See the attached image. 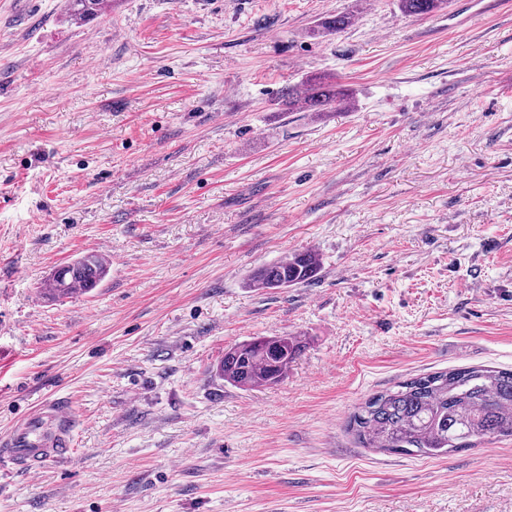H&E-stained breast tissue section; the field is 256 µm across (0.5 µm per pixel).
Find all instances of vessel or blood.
I'll use <instances>...</instances> for the list:
<instances>
[{
	"instance_id": "vessel-or-blood-1",
	"label": "vessel or blood",
	"mask_w": 512,
	"mask_h": 512,
	"mask_svg": "<svg viewBox=\"0 0 512 512\" xmlns=\"http://www.w3.org/2000/svg\"><path fill=\"white\" fill-rule=\"evenodd\" d=\"M74 426L72 411L61 403L26 412L0 437V458L24 473H37L46 463L71 454Z\"/></svg>"
}]
</instances>
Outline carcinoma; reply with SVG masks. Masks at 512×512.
<instances>
[{
	"label": "carcinoma",
	"instance_id": "cac0c4a2",
	"mask_svg": "<svg viewBox=\"0 0 512 512\" xmlns=\"http://www.w3.org/2000/svg\"><path fill=\"white\" fill-rule=\"evenodd\" d=\"M103 0H68L70 16H97ZM408 16H429L448 7V0H396ZM352 16L339 13L318 23L313 34L339 32ZM346 86L309 78L305 88L282 91L277 111L317 112L350 106ZM318 257L310 251L292 253L253 271L248 287L276 290L303 285L319 273ZM109 263L99 253L85 255L57 268L46 289L59 299L87 293L107 277ZM305 348L299 336H251L224 351L218 375L242 390L277 385ZM349 428L364 448L440 457L471 448L477 439H512V371L461 367L402 382L375 394L353 413Z\"/></svg>",
	"mask_w": 512,
	"mask_h": 512
}]
</instances>
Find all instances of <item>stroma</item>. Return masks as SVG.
I'll list each match as a JSON object with an SVG mask.
<instances>
[{"mask_svg":"<svg viewBox=\"0 0 512 512\" xmlns=\"http://www.w3.org/2000/svg\"><path fill=\"white\" fill-rule=\"evenodd\" d=\"M104 4L0 0V434L75 417L69 458L0 462V512H512V439L429 458L347 430L400 382L512 369V0ZM318 74L353 106L275 113ZM303 250L315 281L245 287ZM87 251L107 279L44 295ZM286 334L283 382L218 376ZM397 8L408 16H429L448 7V0H396ZM298 336H252L224 351L218 375L242 390L277 385L304 350Z\"/></svg>","mask_w":512,"mask_h":512,"instance_id":"1","label":"stroma"}]
</instances>
